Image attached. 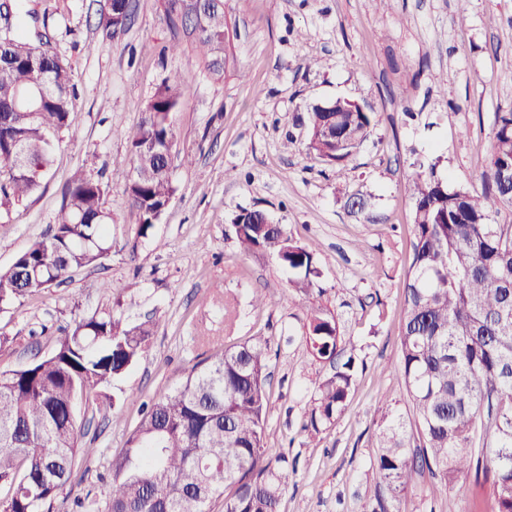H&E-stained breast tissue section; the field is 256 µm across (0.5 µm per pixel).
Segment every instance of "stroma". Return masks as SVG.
<instances>
[{"instance_id": "35a3bbf8", "label": "stroma", "mask_w": 512, "mask_h": 512, "mask_svg": "<svg viewBox=\"0 0 512 512\" xmlns=\"http://www.w3.org/2000/svg\"><path fill=\"white\" fill-rule=\"evenodd\" d=\"M6 27L45 29L72 68L73 122L54 139L41 189L0 214V268L55 223L77 167L98 181L112 212V252L100 266L0 311V371L48 353L76 316L121 302L153 320L136 366L78 415L90 426L78 465L51 512H105L113 458L140 422L142 403L178 387L217 350L268 342V458L286 457L281 512H370L365 472L382 400L409 404L399 361L402 281L411 260L414 165H435L452 187L487 170L494 115L512 112V0H224L229 63L214 76L191 38L170 28L162 0H132L127 30L108 34L104 0H23ZM184 94L172 159L176 192L151 237L139 235L123 172L132 158L117 128L139 122L162 81ZM346 98L375 113L369 137L338 163L306 151L310 105ZM365 212H350V195ZM260 210L313 251L321 292L296 296L291 271L240 251L230 224ZM259 293L277 304L256 305ZM337 316L358 374L345 412L318 441L302 430L331 371L304 339L308 314ZM402 512H495L473 478L442 487L423 475Z\"/></svg>"}]
</instances>
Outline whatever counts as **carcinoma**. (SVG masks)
<instances>
[{
  "label": "carcinoma",
  "mask_w": 512,
  "mask_h": 512,
  "mask_svg": "<svg viewBox=\"0 0 512 512\" xmlns=\"http://www.w3.org/2000/svg\"><path fill=\"white\" fill-rule=\"evenodd\" d=\"M224 5L195 32L215 75L224 72ZM71 68L29 39L0 34V211L33 194L51 162L53 138L72 123ZM182 91L163 81L141 120L121 134L134 167L128 201L148 236L175 192L165 153L176 142ZM346 102L307 112V149L342 161L373 126L371 112H344ZM512 112L495 114L488 170L478 189L450 188L434 168H418L404 189L414 201L413 255L404 274L401 373L418 444L411 445L396 402L378 407L371 465V512H399L402 496L427 471L444 487L470 473L490 483L496 512H512ZM244 253L263 252L299 272L293 288L308 295L321 272L314 253L258 210L231 224ZM112 252V214L100 185L77 170L67 182L53 233L35 240L0 269V311L58 284ZM153 324H130L96 311L57 337L52 352L0 371V512H40L68 484L77 463L78 404L106 395L140 359ZM307 347L334 372L319 383L304 429L337 420L353 389L356 361L341 359L338 321L309 314ZM267 344L220 350L195 365L183 383L158 396L112 460L107 512H279L285 479L280 458L266 456L269 396Z\"/></svg>",
  "instance_id": "1"
}]
</instances>
